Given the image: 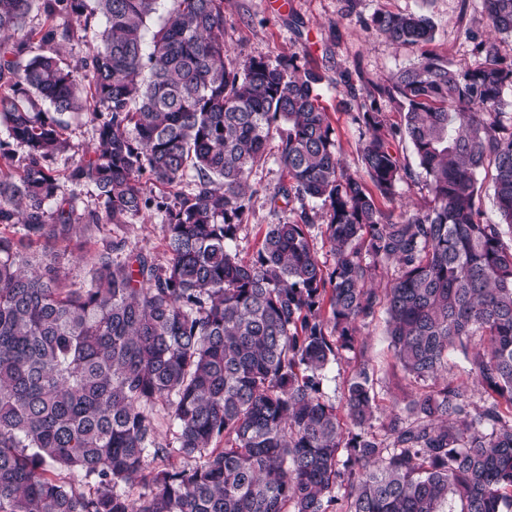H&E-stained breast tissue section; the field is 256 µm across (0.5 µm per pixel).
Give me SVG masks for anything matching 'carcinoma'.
I'll list each match as a JSON object with an SVG mask.
<instances>
[{
  "mask_svg": "<svg viewBox=\"0 0 512 512\" xmlns=\"http://www.w3.org/2000/svg\"><path fill=\"white\" fill-rule=\"evenodd\" d=\"M160 2L0 0V512H512V59L498 39L512 37V0H483L497 37L473 65L423 54L368 87L339 74L361 100L358 173L319 103L322 72L228 61L224 0H172L150 30ZM34 11L43 22L28 29ZM59 17L84 32L104 20L76 70L57 50L76 26ZM370 27L405 46L434 38L423 13L379 10ZM83 113L96 140L68 180L95 195L81 206L51 164ZM273 139L287 181L271 202L302 206L245 258L248 180ZM415 178L427 206L380 208ZM307 200L323 210L329 271ZM149 213L163 218L164 266L128 245ZM103 224L112 242L70 278L71 231ZM390 263L395 277L372 287ZM381 308L405 374L435 380L457 351L483 405L446 381L378 433L376 379L359 364L339 416L324 372Z\"/></svg>",
  "mask_w": 512,
  "mask_h": 512,
  "instance_id": "cac0c4a2",
  "label": "carcinoma"
}]
</instances>
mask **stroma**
<instances>
[{"label":"stroma","instance_id":"1","mask_svg":"<svg viewBox=\"0 0 512 512\" xmlns=\"http://www.w3.org/2000/svg\"><path fill=\"white\" fill-rule=\"evenodd\" d=\"M420 12L435 25L433 42L425 48L399 46L369 29L377 10ZM488 29L484 22L482 0H224V41L230 57L242 62L252 57L273 61L295 57L325 75L318 92L330 113L336 143L343 164L350 171L360 166V128L354 120L355 109L342 105L336 76L350 74L354 84L383 82L392 73L414 63L422 52H429L458 66L475 63L474 46ZM285 172L277 156L276 145H269L266 162L253 169L250 182L255 192L249 212L238 235L236 248L249 258L257 250L260 226L278 224L291 218V211L273 210L269 196ZM131 244L150 254L155 263L166 264L162 218L152 214L130 226ZM364 362L378 380V403L384 412L400 411L407 401L421 392L422 386L397 364L386 336V315L362 328L354 362L340 360L331 364L323 380L326 399L343 408L346 384L352 365Z\"/></svg>","mask_w":512,"mask_h":512}]
</instances>
